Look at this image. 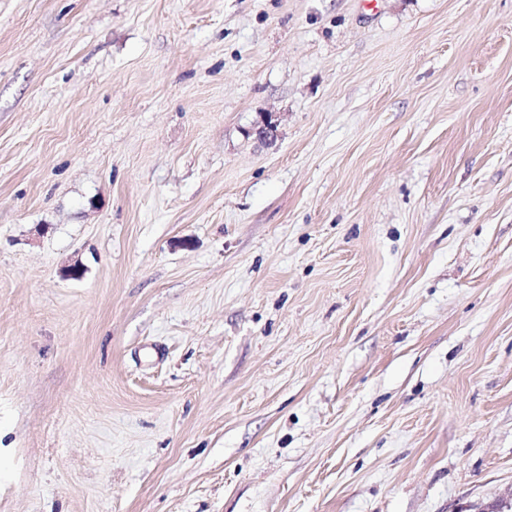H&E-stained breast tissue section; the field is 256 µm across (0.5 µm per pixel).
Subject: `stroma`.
<instances>
[{
    "instance_id": "stroma-1",
    "label": "stroma",
    "mask_w": 512,
    "mask_h": 512,
    "mask_svg": "<svg viewBox=\"0 0 512 512\" xmlns=\"http://www.w3.org/2000/svg\"><path fill=\"white\" fill-rule=\"evenodd\" d=\"M511 504L512 0H0V512Z\"/></svg>"
}]
</instances>
